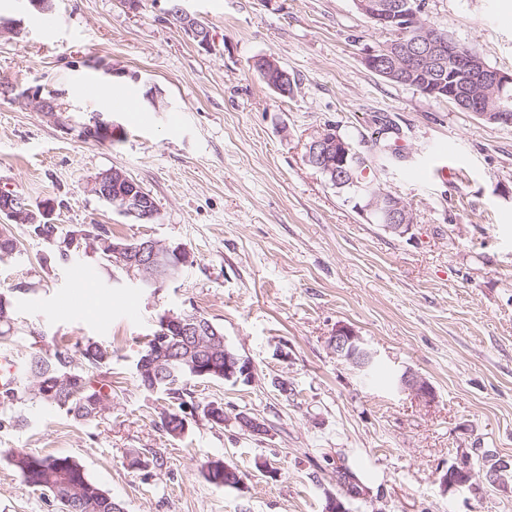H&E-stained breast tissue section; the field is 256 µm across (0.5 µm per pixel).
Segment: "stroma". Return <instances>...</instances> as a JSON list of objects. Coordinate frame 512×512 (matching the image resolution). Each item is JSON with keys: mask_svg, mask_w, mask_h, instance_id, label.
I'll list each match as a JSON object with an SVG mask.
<instances>
[{"mask_svg": "<svg viewBox=\"0 0 512 512\" xmlns=\"http://www.w3.org/2000/svg\"><path fill=\"white\" fill-rule=\"evenodd\" d=\"M210 32L202 48L167 19L169 0H55L58 28L24 0H0L21 33L0 36V191L49 203L61 235L101 224L116 237L185 248L181 276L143 289L116 266L12 227L0 261L12 330L0 356L34 346L108 347L93 382L105 411L79 420L27 395L0 399V512H60L12 464L18 452L69 456L124 512H512V126L367 69L386 30L353 0H181ZM424 19L512 71V0H424ZM274 57L281 96L252 67ZM65 89L47 114L18 95ZM112 132L88 139L94 119ZM333 128L356 150L394 155L376 178L413 209L405 236L368 223L349 192L309 166L305 145ZM124 170L155 199L145 224L88 190ZM168 310L200 312L254 365L251 382L191 379L181 399L140 387L135 363ZM345 324L383 368L365 377L328 339ZM413 372L424 401L399 389ZM222 406L223 426L207 420ZM182 411L183 434L167 414ZM257 419L245 432L237 415ZM507 465L504 483L447 488L450 466ZM235 466L243 486L205 477ZM360 478L347 497L336 470Z\"/></svg>", "mask_w": 512, "mask_h": 512, "instance_id": "obj_1", "label": "stroma"}]
</instances>
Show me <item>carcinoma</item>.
Masks as SVG:
<instances>
[{"instance_id":"cac0c4a2","label":"carcinoma","mask_w":512,"mask_h":512,"mask_svg":"<svg viewBox=\"0 0 512 512\" xmlns=\"http://www.w3.org/2000/svg\"><path fill=\"white\" fill-rule=\"evenodd\" d=\"M96 236V250L101 256L112 251V232L101 224L93 225ZM17 249V240L9 225H0V260ZM168 342L178 345L173 356L186 355V349L193 347L207 348L212 342L210 336H184L177 330H169ZM86 365L98 367L110 358L107 348L88 343L79 350ZM73 362L68 350H55L52 353L36 350L32 352L27 363V386L21 390L10 386L3 391V398L14 400L24 392H29L40 399L55 404L74 415L76 418L89 419L102 411L101 404L110 400L112 392H104L91 385V381L81 368H70ZM140 386L147 391H162L177 395L180 385L189 378L198 380L224 379V352H219L215 369L205 375H194L193 368L180 361L164 359L160 370L149 375L136 370ZM163 427L171 436H178L185 430L184 418L177 412L168 414ZM12 463L24 480L38 490L71 501L68 512H123V507L114 501L84 472L82 467L71 458L59 456H41L20 452L13 456ZM208 479L216 485H226L241 478L237 468L225 465L222 470H207Z\"/></svg>"}]
</instances>
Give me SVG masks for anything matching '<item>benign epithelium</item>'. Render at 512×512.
Listing matches in <instances>:
<instances>
[{"mask_svg":"<svg viewBox=\"0 0 512 512\" xmlns=\"http://www.w3.org/2000/svg\"><path fill=\"white\" fill-rule=\"evenodd\" d=\"M357 9L366 17L390 31L391 38L383 46L365 53V66L388 80L414 87L435 99H448L462 110L494 124H512V72L490 67L481 53L429 27L422 17L420 0H355ZM179 26L202 47L210 46V37L201 31L199 21L182 7H177ZM263 78L277 93L287 96L294 90L292 77L272 56H261L252 62ZM21 98L38 112H55L53 103L43 97V89L28 88ZM363 154L342 139L339 134L321 130L306 145L305 160L334 186H354L353 170ZM125 183L131 190L119 207L121 213L136 220L156 218L158 208L153 197L138 186L125 171L112 168L91 179L88 190L101 200L110 201V188ZM362 214L384 230L398 236L406 235L416 217L412 209L398 196L377 184L360 193ZM50 213L44 205L38 209L10 192H0V214L13 224H41ZM109 262L123 270L144 288L177 277L181 265L189 260L183 248H170L147 238L134 245L112 244ZM163 328H178L197 335L205 331L203 324L188 313L173 311L161 317ZM336 357L359 370L377 361L376 353L368 349L360 336L347 325L340 324L329 341ZM254 377L252 362L224 348V380L249 383ZM397 385L418 397H431L427 382L411 372L397 378Z\"/></svg>","mask_w":512,"mask_h":512,"instance_id":"obj_1","label":"benign epithelium"}]
</instances>
